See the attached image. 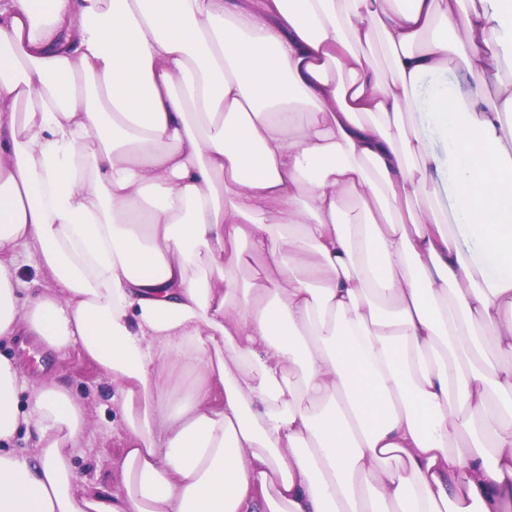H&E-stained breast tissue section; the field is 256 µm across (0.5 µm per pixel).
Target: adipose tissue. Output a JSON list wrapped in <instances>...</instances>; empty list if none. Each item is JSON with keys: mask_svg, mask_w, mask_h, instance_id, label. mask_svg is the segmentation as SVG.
<instances>
[{"mask_svg": "<svg viewBox=\"0 0 512 512\" xmlns=\"http://www.w3.org/2000/svg\"><path fill=\"white\" fill-rule=\"evenodd\" d=\"M466 2L0 0V338L80 348L127 432L76 490L84 407L0 355V512H504L512 0ZM17 251L20 265L19 274L22 281L25 282V286L22 290L23 298L44 290L45 288L54 286L52 278L36 266L34 258L28 257L22 247H19Z\"/></svg>", "mask_w": 512, "mask_h": 512, "instance_id": "adipose-tissue-1", "label": "adipose tissue"}]
</instances>
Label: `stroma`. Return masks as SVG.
<instances>
[{
	"label": "stroma",
	"instance_id": "1",
	"mask_svg": "<svg viewBox=\"0 0 512 512\" xmlns=\"http://www.w3.org/2000/svg\"><path fill=\"white\" fill-rule=\"evenodd\" d=\"M0 354L13 358L19 368L21 406L30 404L34 389L44 382L69 387L84 403L88 425L72 457L76 484L118 490L112 464L121 457L125 442L118 425L119 406L112 400L116 387L111 379L78 349L54 354L46 351L38 337L23 333L1 339Z\"/></svg>",
	"mask_w": 512,
	"mask_h": 512
}]
</instances>
